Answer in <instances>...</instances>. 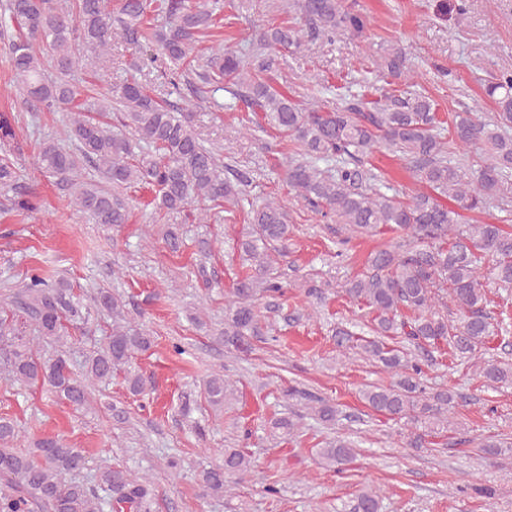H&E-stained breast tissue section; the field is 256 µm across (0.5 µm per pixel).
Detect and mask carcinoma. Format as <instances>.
Segmentation results:
<instances>
[{
	"label": "carcinoma",
	"instance_id": "carcinoma-1",
	"mask_svg": "<svg viewBox=\"0 0 512 512\" xmlns=\"http://www.w3.org/2000/svg\"><path fill=\"white\" fill-rule=\"evenodd\" d=\"M304 26H272L260 34L243 60L223 46L213 50L206 69L197 73L211 95L224 85L264 124L289 139L285 179L315 213L334 218L361 236L384 230L399 234L369 253L365 271L349 280L346 295L371 314L369 337L348 327L336 328V347L359 349L363 357L390 374L388 385H370L362 396L367 406L388 420L409 426L408 448H423L428 438L448 430V406L455 394L427 391L420 360L405 346L387 340L404 336L416 346L445 344L452 356L475 361L487 388L512 386V363L487 355L486 344L506 320L494 322L487 311L484 280L512 288V231L500 224H465L463 212L480 211L512 183V71L490 75L485 91L499 112L489 119L475 112H456L450 124L439 119L434 101L408 81L411 65L404 49L386 50L379 98L368 101L352 85L334 88L336 103L301 104L262 81L276 64L275 53L302 44L304 38L336 41L359 38L367 17L345 0H297ZM224 5L220 0H0V27L12 30L9 64L21 85L23 102L32 112H64L69 146L53 140L38 143L34 164L70 203L95 224H125L129 208L119 191L147 188L150 205L166 214H181L206 223L224 214L234 224L238 213L248 228L236 241L239 257L250 272L235 283L224 315V345L238 353L251 349L261 317L259 300L284 295L277 258L288 256L292 230L276 198L240 209L249 180L219 163L217 150L206 146L194 129L196 113L176 109L166 100L127 79L98 96L94 88L67 80L77 52L109 55L112 42L131 50L127 70L144 63L143 50L158 47L170 84L180 92L183 67L197 58L198 45L213 35ZM15 115L0 113V144H14ZM457 146L474 149L453 161ZM376 152L405 158L424 190L404 201L382 183L369 162ZM22 164L0 158V190L12 194L11 211L19 216L40 207L39 196L22 179ZM448 199L452 205L442 202ZM157 235L172 254L186 247L182 226L163 224ZM451 300L460 321L448 318ZM93 307L84 304L67 279L56 281L35 269L11 296V306L25 317L19 323L0 311V344L10 347L4 368L19 385L50 386L75 408L90 403L92 387L109 384L134 354L151 349L154 340L122 324L126 301L110 288H95ZM112 315L106 346L83 356L81 371L70 365L71 345L90 332L91 310ZM50 349L35 352L27 330ZM205 399L222 405L235 399L234 384L213 373ZM308 400L307 409L322 426H336L338 408L326 397L296 386L280 392L286 402ZM272 436L287 440L299 424L291 417L270 421ZM18 430L0 418V512H104L99 491L108 492L113 512H151L153 482L117 467L98 470L97 484L79 479L89 455L55 436L35 440L19 453L13 448ZM320 463L338 470L355 457L354 442L338 438L317 450ZM245 448H226L221 462L198 473L202 494L232 493L253 472ZM384 497L366 488L337 512H383Z\"/></svg>",
	"mask_w": 512,
	"mask_h": 512
}]
</instances>
